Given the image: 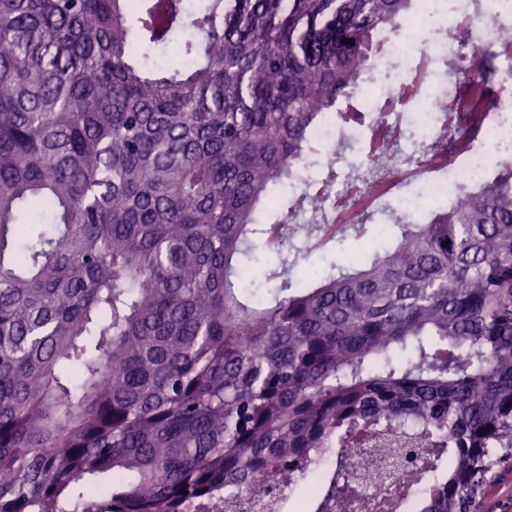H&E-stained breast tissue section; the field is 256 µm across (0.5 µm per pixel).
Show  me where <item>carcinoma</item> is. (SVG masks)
I'll use <instances>...</instances> for the list:
<instances>
[{"mask_svg": "<svg viewBox=\"0 0 512 512\" xmlns=\"http://www.w3.org/2000/svg\"><path fill=\"white\" fill-rule=\"evenodd\" d=\"M416 2L0 0V512H219L368 447L426 460L417 512H481L512 468V159L298 282L281 213L307 205V255L343 238L318 199L267 204L318 127L367 120ZM341 485L315 512H349Z\"/></svg>", "mask_w": 512, "mask_h": 512, "instance_id": "1", "label": "carcinoma"}]
</instances>
